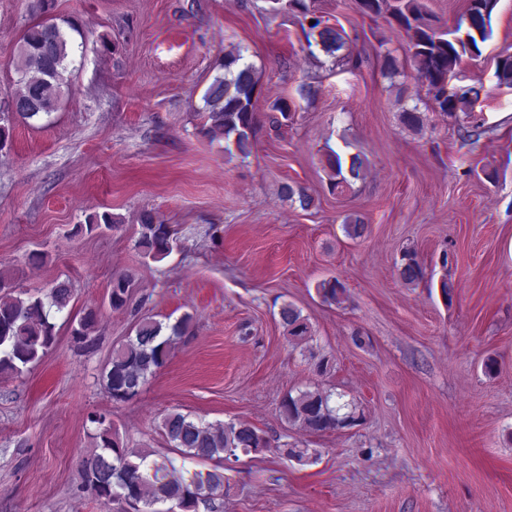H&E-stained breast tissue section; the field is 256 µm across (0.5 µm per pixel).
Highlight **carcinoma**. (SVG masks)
Returning a JSON list of instances; mask_svg holds the SVG:
<instances>
[{"instance_id": "obj_1", "label": "carcinoma", "mask_w": 512, "mask_h": 512, "mask_svg": "<svg viewBox=\"0 0 512 512\" xmlns=\"http://www.w3.org/2000/svg\"><path fill=\"white\" fill-rule=\"evenodd\" d=\"M267 2L271 12L297 18L306 41L318 37L324 53L336 58L346 69L360 67V57L347 46L344 29L316 15V0ZM498 2L468 0L465 13L454 29L448 30L428 12L423 0H357L362 14L383 17L404 31L409 44L408 60L426 85L428 100L435 111L450 118L457 117L459 111L468 112L480 98L479 89L455 84L457 67L468 52L480 53L471 31H479L484 40L490 37L486 26L490 25ZM54 8L55 0H38L44 18L29 25L20 38L16 72L21 89L15 98L25 103L18 111L25 120L39 121L57 109L71 72L76 70L77 59L83 57V44L72 36L78 31L77 26L54 16ZM308 20L312 24L307 26ZM494 77L496 87L512 86V54L498 57ZM259 84L260 74L245 60L242 50L225 54L219 72L203 95L207 122L200 133L210 139H224V151L230 155L236 151L248 156L257 124L254 98ZM399 121L414 131L423 128L422 113L416 105L402 108ZM324 168L328 171L329 190L343 194L364 178L365 159L356 153L346 167L340 153L330 148L325 154ZM280 195L303 211L314 207V198L301 187L284 184ZM122 222V217L110 212L95 213L87 217L86 223L77 225L75 233L110 230ZM343 230L349 238L361 239L368 234V225L360 216L350 215L344 220ZM172 241V230L159 215L152 211L140 214L135 246L144 256L155 261L165 259L172 250ZM395 269L404 285L416 286L425 279V266L414 251L403 252ZM130 288L132 281L128 276L117 275L112 279V309L127 306ZM317 293L326 301L340 304L345 287L337 279L323 280L317 284ZM73 297V288L67 281L54 282L43 295L31 294L17 290L11 278L0 274V375L18 378L42 359L56 340L53 315L67 310ZM279 317L294 344L309 341L311 326L301 309L284 303ZM191 321L192 316L186 314L172 325L152 316L136 322L134 335L113 352L112 360L101 373L103 386L113 401L128 402L140 394L150 377L165 364L174 339L189 329ZM69 322L72 342L79 348L91 347L98 323L97 310L88 308ZM279 412L289 424H298L313 433L350 429L365 419L363 409L355 401H345L341 394L335 396L318 388L287 394L280 402ZM90 422L95 424V433L91 435L95 451L82 461L81 490L104 506L125 502L135 506V512H169L157 508L166 503L179 512H197L199 503L224 495V457L239 449L257 452L267 445L265 436L248 422L230 420L213 424L178 411L169 412L161 423L169 444L185 457L215 462L213 469L199 471L187 481L175 476L170 461H150L148 454L126 448L106 416L94 414Z\"/></svg>"}]
</instances>
